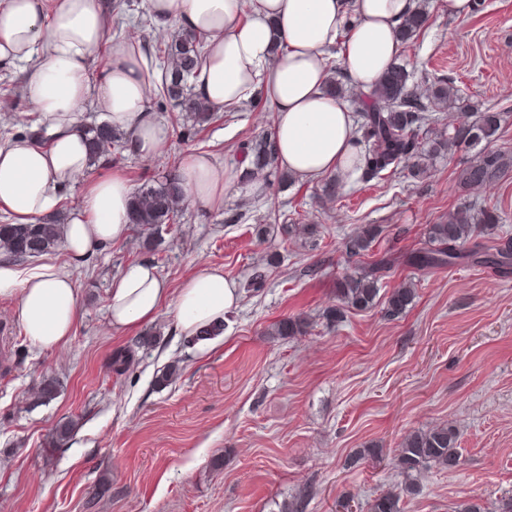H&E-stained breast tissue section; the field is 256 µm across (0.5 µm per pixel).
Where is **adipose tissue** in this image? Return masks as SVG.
<instances>
[{
    "label": "adipose tissue",
    "instance_id": "adipose-tissue-1",
    "mask_svg": "<svg viewBox=\"0 0 512 512\" xmlns=\"http://www.w3.org/2000/svg\"><path fill=\"white\" fill-rule=\"evenodd\" d=\"M415 0H146L159 33L170 27L205 34L207 61L196 94L215 108L232 107L262 93L275 114L273 147L278 166L299 180L335 176L352 183L363 171L360 134L348 102L326 93L331 49L351 84L371 93L400 51L399 31ZM109 0H0V63L34 62L25 95L47 124V141L22 135L0 141V213L33 224L53 212L61 191L87 180L83 209L64 229L72 260L128 238L133 187L123 176L87 179L88 145L76 119L97 100L106 121L127 133L132 150L151 158L168 139L151 112L156 87L141 44L108 43ZM109 58L93 70L95 53ZM189 200L206 211L224 206L227 190L243 185L259 194L263 181L247 180L210 154H189L180 169ZM14 294V315L27 339L52 351L64 346L79 313L78 290L63 270L41 264L25 270L0 266V295ZM235 282L217 267H202L170 289L149 262L112 281L109 325L125 332L155 319L172 300L178 335L193 337L223 323L237 307Z\"/></svg>",
    "mask_w": 512,
    "mask_h": 512
}]
</instances>
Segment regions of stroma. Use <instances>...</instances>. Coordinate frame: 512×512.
I'll return each mask as SVG.
<instances>
[{
    "instance_id": "obj_1",
    "label": "stroma",
    "mask_w": 512,
    "mask_h": 512,
    "mask_svg": "<svg viewBox=\"0 0 512 512\" xmlns=\"http://www.w3.org/2000/svg\"><path fill=\"white\" fill-rule=\"evenodd\" d=\"M429 20L400 62L414 68L420 98L444 82L461 98L436 111L432 130L472 120L470 104L500 115L492 143L507 168L480 187L460 171L474 152L453 149L427 176L395 168L369 181L331 185L295 181L265 194L229 190L223 210L194 205L158 234L131 232L79 262L64 248L41 260L70 273L79 292L77 323L63 348L29 343L13 316L17 296H0V512H279L309 490L306 512H355L400 481L391 459L404 435L447 424L458 431L460 463L431 468L402 512H454L477 495L495 502L512 495V274L478 265L422 270L408 258L428 225L470 206L500 217L499 235L512 238V0H476L463 19L445 0H423ZM32 66L0 65V130L22 135L43 128L41 114L18 97ZM266 101L248 100L223 120L194 133L170 130L159 156L147 159L111 147L91 173L112 171L133 187L151 183L193 152L236 165L241 147L273 130ZM286 224H311L312 235L287 236ZM364 224L382 233L365 256L348 257L347 234ZM395 265L380 281L382 295L410 285L416 297L405 313L382 307L349 310L327 327L324 309L336 286L357 267L380 258ZM152 262L172 287L199 267H219L243 283L262 267L266 285L242 294L225 318L224 333L201 344L174 330L173 307L134 331L107 323L113 278ZM302 315V336H272L276 322ZM158 343L139 348L140 336ZM129 352L123 372L112 356ZM180 372L165 388L158 370ZM56 377L59 394L32 405L40 380ZM72 420L71 439L53 445L52 431ZM376 446V460L350 464L356 451ZM111 495L95 498L99 482Z\"/></svg>"
}]
</instances>
